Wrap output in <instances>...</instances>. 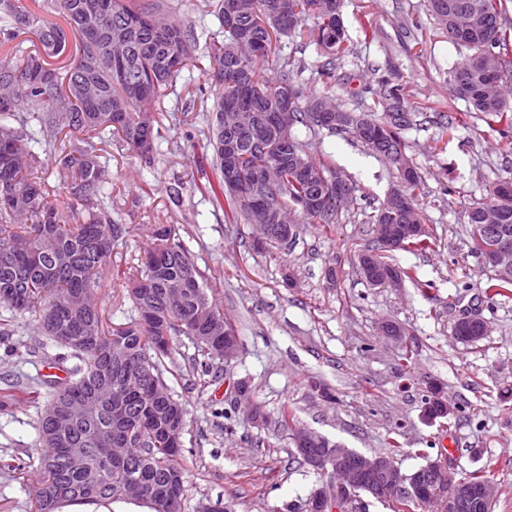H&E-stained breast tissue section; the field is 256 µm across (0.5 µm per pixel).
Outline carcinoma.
Here are the masks:
<instances>
[{
	"label": "carcinoma",
	"instance_id": "1",
	"mask_svg": "<svg viewBox=\"0 0 512 512\" xmlns=\"http://www.w3.org/2000/svg\"><path fill=\"white\" fill-rule=\"evenodd\" d=\"M208 7L219 31L210 34L200 55L199 36L172 18L170 0H0V44L8 47L0 72L13 76V83L0 85V304L26 318L41 336L29 347L31 355L52 343L65 350L58 362L74 361L64 380L50 382V400L37 427L41 451L14 466L20 472L33 466L40 473L35 512H55L63 502L121 500L131 482L149 486L141 501L155 512H182L186 409L164 380L165 360L172 357L176 338L185 336L208 358L222 361L224 329H233L170 224L147 225L144 258L112 278L113 287L129 291L137 316L115 327L107 324L99 302L102 276L112 265L115 242L129 227L112 219V180L93 138L109 135L150 156L161 138L150 106L175 87L183 69L205 58L214 84L207 144L213 167L201 176L204 192L224 207L229 223L249 220L246 199L258 191L253 173L272 155L257 142L270 137L264 119L274 112H291V129L302 125L349 134L395 169L402 160L410 162L401 133L413 113L400 89L383 84L371 91L372 102L344 123L318 117L330 112V97L306 94L296 80L299 65L284 38L300 50L315 45L319 78L336 77L337 61L347 51L341 0H209ZM428 9L448 38L470 51L448 71L461 85L458 96L469 103L470 113L495 118L511 130L512 107L502 90L512 80V28L502 22L504 0H428ZM127 19L142 26L129 30L114 51L108 28ZM69 49L70 66L51 63ZM267 62L276 70L273 77L264 69ZM119 64L148 85V98L131 94L117 74ZM85 81L97 86L112 111L96 112L85 102ZM239 112H252L256 119L235 137L245 176L230 188L224 183V123ZM145 128L151 129L147 148L141 142ZM307 147L296 140L295 156L277 168L267 194L274 208L329 233L344 204L357 200V187L336 167L312 160ZM47 153L55 154L71 177L65 196L45 176ZM420 181L411 166L403 189L411 210L393 215L387 199L374 208L373 238L357 250L358 269L368 259L384 273L427 287L415 268L387 260L381 228L423 223L415 194ZM506 181L512 182V168L464 214L472 225L491 213L512 241V197L497 194ZM319 188L326 193L324 207L305 213L301 201ZM433 244L428 234L403 241L400 249L422 253ZM483 292L490 300L512 298V274L488 280ZM32 393L16 382L0 388V405ZM114 448L126 449L125 456L112 458ZM102 466L110 471L105 483L95 479Z\"/></svg>",
	"mask_w": 512,
	"mask_h": 512
}]
</instances>
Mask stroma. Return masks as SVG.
Masks as SVG:
<instances>
[{"label": "stroma", "instance_id": "obj_1", "mask_svg": "<svg viewBox=\"0 0 512 512\" xmlns=\"http://www.w3.org/2000/svg\"><path fill=\"white\" fill-rule=\"evenodd\" d=\"M342 16L348 51L328 90L334 104L359 111L366 87L385 80L403 87L416 114L404 140L422 177L417 195L435 244L424 253L392 252L390 260L415 267L419 284L375 288L358 272L350 245L371 240L373 207L398 180L385 159L348 135L296 129L313 159L334 164L359 188L332 233L304 224L292 248L259 251L253 225L225 223L223 208L201 190L200 170L212 159L205 115L182 112L179 101L209 86L203 67L182 71L175 92L156 102L163 138L151 158L116 142L107 148L112 216L130 227L112 251L113 265L142 257V225H174L241 341L228 367L185 338L166 364L164 379L188 410L183 512L217 500L232 512H305L311 490L332 475L297 459L281 418L286 405L300 426L368 455L384 454L388 438L399 437L408 449L396 461L404 473L422 465L418 448L460 476L493 462V512H512V298L484 296L494 271L470 252L472 227L463 214L502 175L503 138L481 117L443 137L441 115L467 109L448 86V69L466 50L437 28L427 0H343ZM366 21L377 30L374 39L361 32ZM465 308L488 324L479 342L463 344L452 335ZM387 321L404 327L401 342L381 336ZM9 331L0 342V386L22 379L41 396L0 407V463L35 454V425L57 353L50 346L30 355L23 318L13 319ZM404 346L414 351L408 364L400 360ZM241 381L249 386L245 404L235 391ZM433 383L443 386L454 411L431 424L421 397ZM325 388L333 400L322 396ZM253 407L263 424L252 421ZM38 481L36 469L19 475L0 466V512H30Z\"/></svg>", "mask_w": 512, "mask_h": 512}]
</instances>
